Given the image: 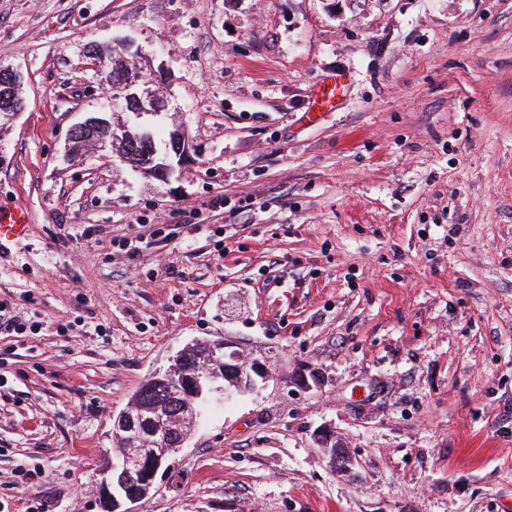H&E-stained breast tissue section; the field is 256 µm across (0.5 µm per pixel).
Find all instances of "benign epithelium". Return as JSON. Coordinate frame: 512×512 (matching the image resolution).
Instances as JSON below:
<instances>
[{"label": "benign epithelium", "mask_w": 512, "mask_h": 512, "mask_svg": "<svg viewBox=\"0 0 512 512\" xmlns=\"http://www.w3.org/2000/svg\"><path fill=\"white\" fill-rule=\"evenodd\" d=\"M105 127L106 122L90 116L71 129L70 141H76L75 135L79 131L96 133ZM224 348L230 350L226 362L215 359V355L211 354L199 363L186 366L180 357L173 358L160 382L167 384L173 395L186 396L194 402H204L211 394L228 395L226 387L222 386L224 381L238 393L252 390L256 378L264 375L263 364L258 360L240 358L228 342L224 343ZM113 428L140 432L144 436L145 446L153 445L154 430L150 420L146 421L125 410L115 418ZM318 441L330 453L337 471L350 472L354 469L353 459L344 448L332 445L331 435L322 432ZM162 465L161 458L154 453L141 454L132 460L127 457L118 459L101 474L99 490L112 502L115 512H132L124 504L135 503L148 494Z\"/></svg>", "instance_id": "benign-epithelium-1"}]
</instances>
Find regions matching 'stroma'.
Returning a JSON list of instances; mask_svg holds the SVG:
<instances>
[{
    "instance_id": "obj_1",
    "label": "stroma",
    "mask_w": 512,
    "mask_h": 512,
    "mask_svg": "<svg viewBox=\"0 0 512 512\" xmlns=\"http://www.w3.org/2000/svg\"><path fill=\"white\" fill-rule=\"evenodd\" d=\"M103 43L164 111L115 102ZM0 67L30 218L0 300L37 326L0 334V512H106L113 417L216 341L268 376L204 402L134 512H512V0H0ZM91 115L190 159L71 157ZM344 86V78L341 75L329 76L324 78L320 84L316 85V89L313 90L314 95L322 100L323 104L330 105V108L334 107L333 101L337 95L341 92ZM318 441L321 447L328 451L331 455V462L335 469L339 472H351L354 469V461L345 451L344 448L339 445L332 447L331 435L321 432L318 436Z\"/></svg>"
}]
</instances>
